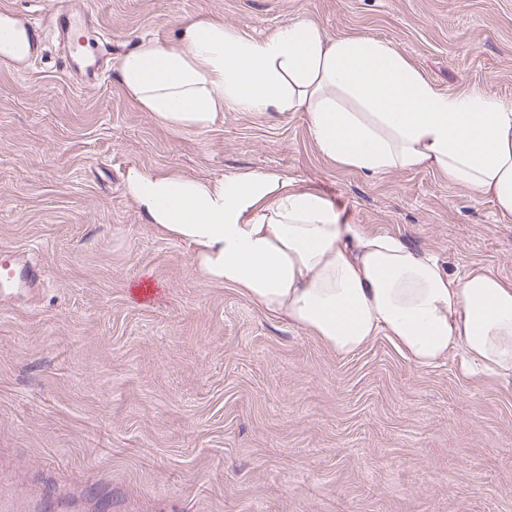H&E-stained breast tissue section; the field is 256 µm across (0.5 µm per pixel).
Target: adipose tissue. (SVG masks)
<instances>
[{
  "mask_svg": "<svg viewBox=\"0 0 512 512\" xmlns=\"http://www.w3.org/2000/svg\"><path fill=\"white\" fill-rule=\"evenodd\" d=\"M124 91L177 133L227 111L302 112L317 150L368 175L425 167L512 216V105L446 95L382 40L331 38L313 21L266 38L194 20L141 38L118 65ZM125 193L160 234L186 244L205 279L339 355L386 337L411 365L455 352L512 382V280L482 265L446 273L406 239L340 223L320 195L276 172L208 179L130 168Z\"/></svg>",
  "mask_w": 512,
  "mask_h": 512,
  "instance_id": "adipose-tissue-1",
  "label": "adipose tissue"
}]
</instances>
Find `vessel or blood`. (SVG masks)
<instances>
[{"mask_svg":"<svg viewBox=\"0 0 512 512\" xmlns=\"http://www.w3.org/2000/svg\"><path fill=\"white\" fill-rule=\"evenodd\" d=\"M92 24L88 12H73L66 0H52L36 16L24 20L18 19L7 0H0V64L27 71L45 46L47 33L54 31L63 44L65 70L79 73L84 81L99 82L106 68L105 54L99 50L87 53L74 37L76 31ZM42 277L39 267L21 260L14 250L0 249V292H37Z\"/></svg>","mask_w":512,"mask_h":512,"instance_id":"obj_1","label":"vessel or blood"}]
</instances>
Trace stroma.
Instances as JSON below:
<instances>
[{
    "label": "stroma",
    "instance_id": "stroma-1",
    "mask_svg": "<svg viewBox=\"0 0 512 512\" xmlns=\"http://www.w3.org/2000/svg\"><path fill=\"white\" fill-rule=\"evenodd\" d=\"M79 3L115 64L189 20L262 38L305 19L388 43L441 93L512 104V0ZM134 166L274 171L451 274L512 279V218L439 173L339 166L302 112L175 133L48 44L29 73L0 69V247L45 275L33 301L0 300V512H512V383L454 353L413 367L382 336L342 356L271 319L148 224L123 193Z\"/></svg>",
    "mask_w": 512,
    "mask_h": 512
}]
</instances>
